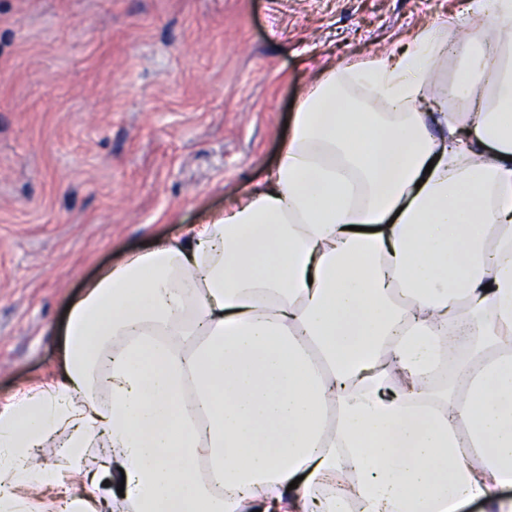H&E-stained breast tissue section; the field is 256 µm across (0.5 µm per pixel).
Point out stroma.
Wrapping results in <instances>:
<instances>
[{
  "label": "stroma",
  "mask_w": 512,
  "mask_h": 512,
  "mask_svg": "<svg viewBox=\"0 0 512 512\" xmlns=\"http://www.w3.org/2000/svg\"><path fill=\"white\" fill-rule=\"evenodd\" d=\"M471 0H0V403L61 370L84 284L277 163L331 64Z\"/></svg>",
  "instance_id": "stroma-1"
}]
</instances>
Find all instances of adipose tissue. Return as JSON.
Segmentation results:
<instances>
[{
	"label": "adipose tissue",
	"mask_w": 512,
	"mask_h": 512,
	"mask_svg": "<svg viewBox=\"0 0 512 512\" xmlns=\"http://www.w3.org/2000/svg\"><path fill=\"white\" fill-rule=\"evenodd\" d=\"M511 27L478 0L326 69L247 197L89 282L60 379L0 407V512H512V65L489 51ZM59 431L90 493L45 460Z\"/></svg>",
	"instance_id": "1"
}]
</instances>
